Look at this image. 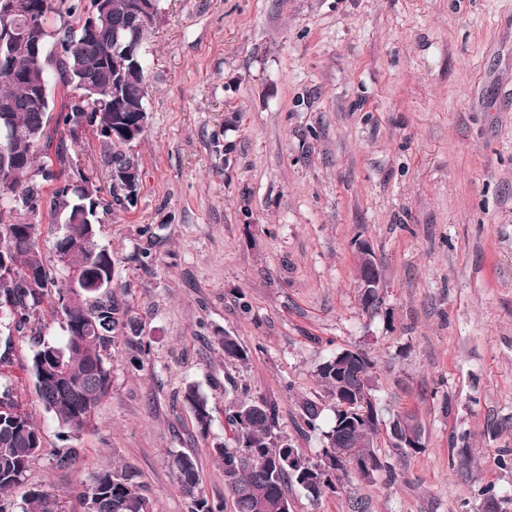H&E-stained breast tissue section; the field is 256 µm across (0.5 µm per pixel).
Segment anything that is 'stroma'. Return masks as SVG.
I'll use <instances>...</instances> for the list:
<instances>
[{
  "label": "stroma",
  "instance_id": "35a3bbf8",
  "mask_svg": "<svg viewBox=\"0 0 512 512\" xmlns=\"http://www.w3.org/2000/svg\"><path fill=\"white\" fill-rule=\"evenodd\" d=\"M143 55L139 200L99 232L140 343L113 344L112 389L70 470L29 371L37 339L63 342L58 319L0 331V390L44 434L30 483L81 512L75 484L114 461L153 512H187L170 464L182 451L233 512L211 448L237 388L273 401L281 433L317 458L333 412L311 431L299 405L324 399L325 358L359 347L379 420L415 414L425 449L403 459L379 441L396 482L353 476L317 502L295 487L291 512H476L485 485L512 512L498 463L512 452V0H163ZM359 239L388 283L373 313L354 286ZM226 332L247 362L225 361ZM190 383L213 408L205 437Z\"/></svg>",
  "mask_w": 512,
  "mask_h": 512
}]
</instances>
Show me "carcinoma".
Listing matches in <instances>:
<instances>
[{
	"label": "carcinoma",
	"instance_id": "cac0c4a2",
	"mask_svg": "<svg viewBox=\"0 0 512 512\" xmlns=\"http://www.w3.org/2000/svg\"><path fill=\"white\" fill-rule=\"evenodd\" d=\"M134 0H109L106 28L94 37L81 27L82 15L96 0H19L17 30L0 46V125L9 128L0 136V312L8 314L9 330L24 333L36 323L44 307L60 316L66 341L59 346L39 344L31 359L30 373L37 396L68 441L87 427L99 401L112 388V342L140 337L141 324L124 296L112 289L114 259L99 243L101 215L119 206L126 208L124 193L114 175L140 170L138 156L123 136H112L117 116L133 118L147 105L148 86L142 49L137 64L121 85L112 83V31L123 28ZM41 39L42 51L30 49L32 35ZM71 91L59 113L50 99L51 75ZM85 78L105 90L99 105L72 92ZM92 131L99 144L100 162L109 175L101 188L73 162L69 146ZM52 191L44 195V186ZM48 212L57 230L53 264L43 258L41 225L17 220L20 211L35 215ZM85 275L79 291L63 273L57 254ZM224 360L245 363L248 351L239 337L228 332L217 337ZM320 363L318 382L333 401V423L324 432L320 457L312 460L278 433L274 402L249 395L237 397L229 408L227 434L213 446L221 462L224 491L234 512H290L288 492L299 487L314 500L335 493L344 479L360 473L373 480L381 471L390 479L395 469L383 464L372 446L379 432L372 390L374 364L365 351L353 353L344 371L336 372V357ZM183 399L193 410L200 433L208 435L212 421L209 398L198 385L189 383ZM305 424L316 430L323 408L312 399L300 403ZM392 448L403 458L422 448L410 447L411 436L423 435L415 415L394 417ZM43 431L26 413L17 409L9 391L0 393V512H13L10 496L22 491L21 512H65L59 498L42 486L28 483V471L43 452ZM56 464L69 468L79 460L75 448H61ZM171 468L184 496L188 512H224L199 488L195 457H172ZM83 512H152L144 484L125 465L104 466L75 488Z\"/></svg>",
	"mask_w": 512,
	"mask_h": 512
}]
</instances>
